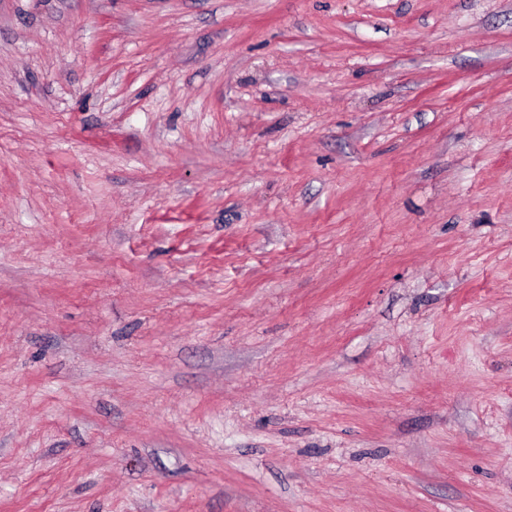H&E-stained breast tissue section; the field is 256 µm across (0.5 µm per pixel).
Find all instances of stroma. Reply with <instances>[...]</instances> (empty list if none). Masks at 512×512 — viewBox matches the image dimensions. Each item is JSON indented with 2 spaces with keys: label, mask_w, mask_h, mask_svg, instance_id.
Wrapping results in <instances>:
<instances>
[{
  "label": "stroma",
  "mask_w": 512,
  "mask_h": 512,
  "mask_svg": "<svg viewBox=\"0 0 512 512\" xmlns=\"http://www.w3.org/2000/svg\"><path fill=\"white\" fill-rule=\"evenodd\" d=\"M0 512H512V0H0Z\"/></svg>",
  "instance_id": "obj_1"
}]
</instances>
